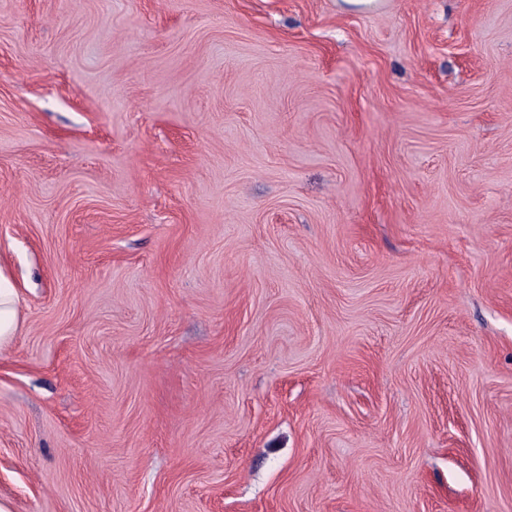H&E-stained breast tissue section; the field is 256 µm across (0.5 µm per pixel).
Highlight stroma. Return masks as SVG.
Here are the masks:
<instances>
[{"label": "stroma", "mask_w": 512, "mask_h": 512, "mask_svg": "<svg viewBox=\"0 0 512 512\" xmlns=\"http://www.w3.org/2000/svg\"><path fill=\"white\" fill-rule=\"evenodd\" d=\"M13 512H512V0H0ZM20 303L10 275L0 267V349L9 346L17 335Z\"/></svg>", "instance_id": "obj_1"}]
</instances>
